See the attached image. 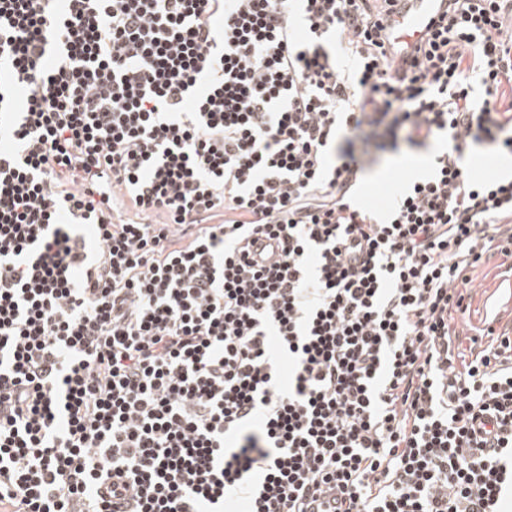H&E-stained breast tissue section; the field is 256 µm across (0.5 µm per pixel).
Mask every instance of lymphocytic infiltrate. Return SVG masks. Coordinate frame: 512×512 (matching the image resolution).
<instances>
[{
    "mask_svg": "<svg viewBox=\"0 0 512 512\" xmlns=\"http://www.w3.org/2000/svg\"><path fill=\"white\" fill-rule=\"evenodd\" d=\"M393 7L0 0V512H504L512 0ZM390 22L393 43L400 48H411L426 33L428 22L433 19L441 0H400ZM428 172V162L423 151L408 150L389 157L380 167L367 173L362 181L359 200L371 205L376 212L386 214L396 190L411 178H417ZM382 198L379 204L373 202L374 196ZM470 162L479 174L512 176V157L509 155L480 154ZM506 264L508 266L510 260ZM506 264L501 268H492L491 266L488 269H478L474 275V281L469 286L471 290L465 293V303H470L469 311L464 318L460 316L458 319V328L464 329L461 336L463 348L472 345L470 338H479V336H474L478 334L474 328H481L486 318L488 320L495 313L508 311L512 288L511 282L506 276ZM485 274H488L486 278Z\"/></svg>",
    "mask_w": 512,
    "mask_h": 512,
    "instance_id": "f902f5d3",
    "label": "lymphocytic infiltrate"
}]
</instances>
